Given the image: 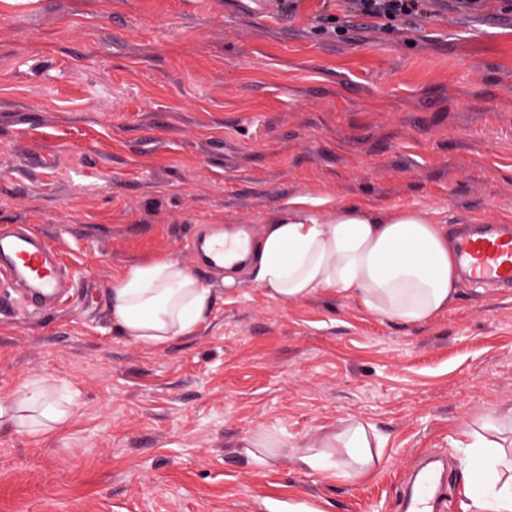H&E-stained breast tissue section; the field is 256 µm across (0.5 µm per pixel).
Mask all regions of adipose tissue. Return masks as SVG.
Segmentation results:
<instances>
[{
  "label": "adipose tissue",
  "mask_w": 512,
  "mask_h": 512,
  "mask_svg": "<svg viewBox=\"0 0 512 512\" xmlns=\"http://www.w3.org/2000/svg\"><path fill=\"white\" fill-rule=\"evenodd\" d=\"M249 275L285 301L324 289L358 297L370 310L408 323L448 307L457 264L443 225L424 214L380 215L346 206L330 218L303 210L264 225ZM213 294L179 263L159 259L131 267L112 287L110 315L128 338L158 346L190 334L207 316ZM69 401H55L42 382L21 398L0 402V427L37 435L63 424ZM381 439L360 423L341 425L304 465L329 479L365 474L375 465ZM476 490V512H512V462L497 439L482 437L456 448Z\"/></svg>",
  "instance_id": "adipose-tissue-1"
}]
</instances>
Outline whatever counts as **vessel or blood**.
I'll return each instance as SVG.
<instances>
[{"mask_svg":"<svg viewBox=\"0 0 512 512\" xmlns=\"http://www.w3.org/2000/svg\"><path fill=\"white\" fill-rule=\"evenodd\" d=\"M249 240L234 249L204 241L194 245L197 271L208 274L222 269L228 255L244 256ZM455 251L470 281L512 288V226L465 224L456 238ZM66 270L56 259L48 241L28 227L0 229V288L21 289L28 311L55 306L62 298ZM446 498V484L435 468L419 470L405 498V512H437Z\"/></svg>","mask_w":512,"mask_h":512,"instance_id":"obj_1","label":"vessel or blood"}]
</instances>
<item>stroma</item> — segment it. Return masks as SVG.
I'll return each instance as SVG.
<instances>
[{
    "instance_id": "obj_1",
    "label": "stroma",
    "mask_w": 512,
    "mask_h": 512,
    "mask_svg": "<svg viewBox=\"0 0 512 512\" xmlns=\"http://www.w3.org/2000/svg\"><path fill=\"white\" fill-rule=\"evenodd\" d=\"M436 11L383 31L349 0H0V226L44 234L71 286L0 305V398L76 393L54 432L0 427V512H402L426 456L448 461L442 512H471L452 453L512 410V290L463 278L407 323L240 270L165 345L110 316L130 267L192 268L193 236L255 240L300 204L512 225V14ZM344 421L380 458L327 481L298 457ZM256 431L287 451L257 463Z\"/></svg>"
}]
</instances>
